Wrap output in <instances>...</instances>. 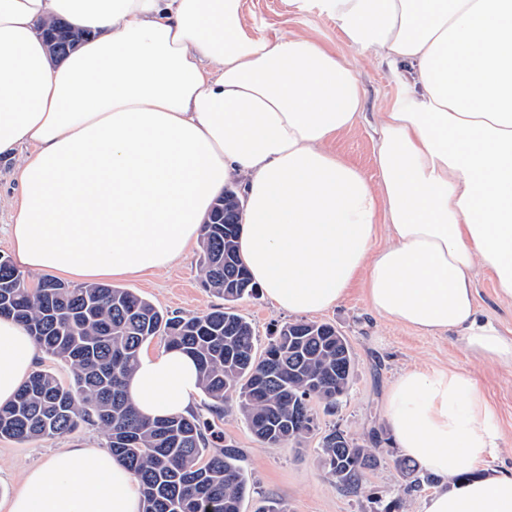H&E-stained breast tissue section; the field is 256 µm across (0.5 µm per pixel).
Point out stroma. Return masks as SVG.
Instances as JSON below:
<instances>
[{"label":"stroma","instance_id":"stroma-1","mask_svg":"<svg viewBox=\"0 0 512 512\" xmlns=\"http://www.w3.org/2000/svg\"><path fill=\"white\" fill-rule=\"evenodd\" d=\"M246 21L267 37L302 36L320 42L343 55L355 71L362 90L364 115L349 131L340 134L333 148L355 164L369 180H376L375 155L378 137L376 117L394 98L396 89L388 66L379 56L349 48L335 22L327 17L297 14L286 0H243ZM19 200V185L12 161L0 160V255L11 256L8 226ZM203 254L193 246L187 256L166 270L123 280V288L151 301L159 309L183 315H199L222 306L223 297L204 288L200 268ZM476 299L480 310L503 331H512V303L498 298L491 276L476 275ZM238 314L252 323L257 350H264L276 326L292 321L288 312L273 307L265 297L237 301ZM334 325L348 340L355 356L353 380L347 395L334 412H319L320 433L303 447L262 446L247 428L235 401L221 404L213 414L223 443L242 452L241 466L250 485L242 512H257L267 501L285 505L288 512H382L392 501L406 503V512H421L431 487L406 493L405 482L394 462L401 458L386 426L384 402L397 377L406 369L454 368L471 372L498 411L502 446L487 461L490 469L512 470V366L488 364L466 353L454 336H424L412 329L383 321L373 315L361 287L351 288L336 307L316 316ZM337 429L359 438L379 430L381 465L366 473L359 492L349 493L337 486L322 468L316 449L321 433ZM106 435L93 422L80 423L72 432L17 441L0 437V498L14 494L24 474L55 449L102 448Z\"/></svg>","mask_w":512,"mask_h":512}]
</instances>
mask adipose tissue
Wrapping results in <instances>:
<instances>
[{"mask_svg": "<svg viewBox=\"0 0 512 512\" xmlns=\"http://www.w3.org/2000/svg\"><path fill=\"white\" fill-rule=\"evenodd\" d=\"M378 53L397 92L378 119L377 182L331 145L362 116L349 63L303 37L267 38L242 0H0V156L18 157L16 263L81 283L162 271L197 241L228 180L244 182L239 253L291 314L362 284L381 319L459 336L512 365L481 316L473 271L512 301V0H288ZM91 35L50 59L41 23ZM388 242L376 247L379 230ZM29 331L0 318V405L30 376ZM194 359L140 355L129 394L187 414ZM385 419L437 481L421 512H512V473L474 475L502 437L472 374L410 369ZM138 480L102 448H61L0 512H142Z\"/></svg>", "mask_w": 512, "mask_h": 512, "instance_id": "ef3b65f1", "label": "adipose tissue"}]
</instances>
